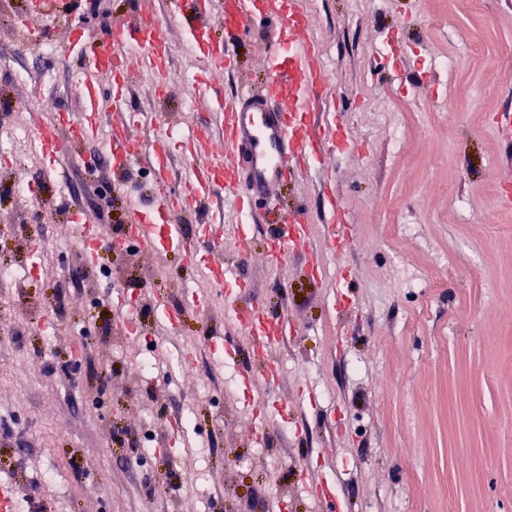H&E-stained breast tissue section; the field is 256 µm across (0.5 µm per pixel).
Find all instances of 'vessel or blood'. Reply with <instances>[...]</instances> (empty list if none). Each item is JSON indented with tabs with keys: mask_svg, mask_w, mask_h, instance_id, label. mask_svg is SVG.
Returning a JSON list of instances; mask_svg holds the SVG:
<instances>
[{
	"mask_svg": "<svg viewBox=\"0 0 512 512\" xmlns=\"http://www.w3.org/2000/svg\"><path fill=\"white\" fill-rule=\"evenodd\" d=\"M72 0H29L32 17L45 20L70 7ZM134 15L112 23L102 34L99 44L85 47L86 65L80 72L79 94L83 115L79 121L57 113L39 120L32 134L38 152L57 157L61 140L74 143L107 134V164L113 172L127 170L132 164L147 165L157 184L164 185L173 176L170 156V130L145 134L134 130L125 109L123 88L128 84V61L140 54L157 81L154 92L164 97L166 75L170 66L169 48L174 31H181L189 51L204 65L206 76L200 84L207 90L204 102L213 111L214 124L194 127L184 141L186 155L218 140L222 152L210 153L204 164L192 165L188 176L174 194L156 199L152 210L130 209L127 224L137 246L155 253L174 252L193 255L195 245L184 232L185 223L196 225L198 235L215 241L222 220L213 214L211 203L216 192H223L239 223H257L256 199H264L270 209H277L278 186L295 174L309 151L325 141L316 128L313 103L323 73L314 65L316 46L310 40V20L299 0H176L172 21L161 17L164 0H136ZM275 19L277 32L267 46L270 75L260 92L237 91L227 94L212 89L207 75L220 70L232 60V47L224 35L245 28L257 16ZM223 35H215L214 26ZM113 87L112 118L104 120L101 104L93 92L101 85ZM78 226L84 262L95 259L94 252L103 245L101 225L84 212L73 215ZM309 218L296 209L269 225L274 246L272 262L287 258L296 243L308 237ZM208 280L222 293L234 319L245 326L259 346H267L282 336L286 321L270 320L261 300L239 308L235 293L225 286L233 282L222 263L211 262Z\"/></svg>",
	"mask_w": 512,
	"mask_h": 512,
	"instance_id": "b4317fda",
	"label": "vessel or blood"
}]
</instances>
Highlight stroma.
Segmentation results:
<instances>
[{
  "mask_svg": "<svg viewBox=\"0 0 512 512\" xmlns=\"http://www.w3.org/2000/svg\"><path fill=\"white\" fill-rule=\"evenodd\" d=\"M100 2L97 15L82 0L50 26L32 21L37 48L14 35L25 0H0V145L13 157L0 168V266L14 272L0 281V332L20 339L0 347V480L15 481L20 512H512V212L485 217L489 183L512 186L496 135L512 79L483 64L512 49V0H301L318 63L336 71L320 96V164L278 189L283 207L306 210L309 243L273 263L265 229L228 215L197 259L103 248L89 266L66 246L71 209L119 225L125 206L158 194L147 169L108 173L102 139L62 141L57 167L32 140L35 119L82 115L70 30L94 41L134 6ZM270 38L260 17L236 35L225 91L265 82ZM173 47L164 98L131 65L128 109L162 128L209 123L200 64L181 36ZM443 57L454 72L436 67ZM332 203L347 219L334 248ZM31 224L39 254L25 244ZM213 255L249 285L238 307L257 296L288 321L270 350L273 387L223 297L162 321L159 305L207 291ZM130 295L143 300L148 372L119 332ZM47 314L57 334L39 333ZM215 333L218 366L178 365ZM180 415L192 426L167 428Z\"/></svg>",
  "mask_w": 512,
  "mask_h": 512,
  "instance_id": "1",
  "label": "stroma"
}]
</instances>
